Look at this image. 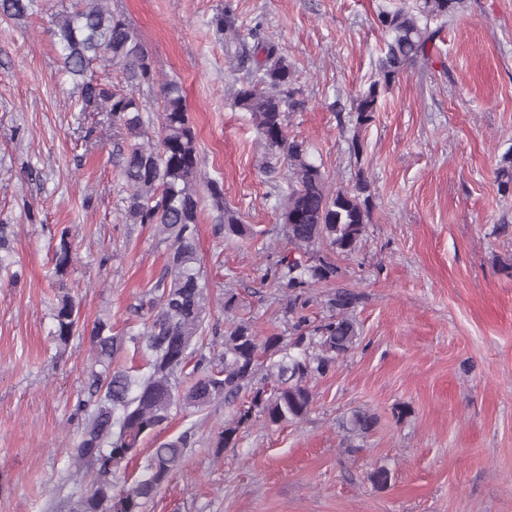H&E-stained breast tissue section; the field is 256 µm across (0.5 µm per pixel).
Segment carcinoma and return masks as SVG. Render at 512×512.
<instances>
[{
	"label": "carcinoma",
	"instance_id": "carcinoma-1",
	"mask_svg": "<svg viewBox=\"0 0 512 512\" xmlns=\"http://www.w3.org/2000/svg\"><path fill=\"white\" fill-rule=\"evenodd\" d=\"M462 0H419L414 10H381L379 26L390 36L378 60L376 78L352 100L351 111L360 126L372 120L382 87L426 58L428 44L459 10ZM32 9V0H0V14L20 18ZM65 73L83 77L96 60L121 72L130 90H113L91 79L82 82L86 102L101 100L112 124L125 131L127 149L123 175L130 188L125 208L128 224H154L171 242L165 275L151 289L150 317L144 332L130 337L146 358L142 377L112 368V359L124 338L112 335V324L97 320L87 331L93 363L87 383L88 399L78 404L84 414L71 466L91 475L87 492L75 500L71 512H144L182 460L184 449L194 444L189 428L175 438L156 444L147 473L114 491L113 475L139 453L144 439L158 434L171 418L173 405L202 410L224 402L230 418L219 431L217 447H235L240 429L261 416L274 425L303 418L313 404L309 380L324 377L335 367L337 356L356 348L360 336L344 311L350 296L340 293L331 306L336 318L318 325L303 314L301 290L336 277L329 259L314 265L280 260L272 271L278 287L288 290V312L297 336H260L251 323L238 321L224 331L223 351L203 353L193 365L194 383L180 396L174 378L188 364L189 349L204 341L207 284L201 273L197 248L202 162L195 128L187 114L181 85L167 81L160 87L161 127L157 143L147 146V124L133 89L154 81L152 58L126 16L107 8L102 0H77L73 10L56 20ZM256 50L265 56L258 78L232 92L239 109L251 113L265 152L281 156L289 166L288 191L279 211L288 244L308 250L325 243L332 252H355L370 221L368 185L352 190L327 186L321 168L309 160L303 143L288 137L286 113L300 107L291 89L294 72L277 46L254 34ZM213 206L228 235L246 237L253 228L241 223L236 211L224 204L217 181L206 182ZM71 261L69 230L62 228L54 250L55 274L66 273ZM54 336L65 346L79 330V309L68 296L54 312ZM377 423L371 412L355 410L341 422L348 438L364 437Z\"/></svg>",
	"mask_w": 512,
	"mask_h": 512
}]
</instances>
